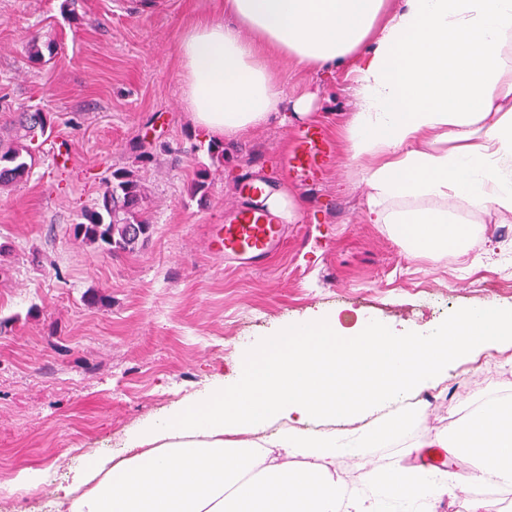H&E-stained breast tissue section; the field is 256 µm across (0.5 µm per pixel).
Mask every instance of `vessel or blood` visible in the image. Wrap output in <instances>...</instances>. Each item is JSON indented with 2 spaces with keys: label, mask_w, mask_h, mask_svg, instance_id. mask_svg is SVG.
<instances>
[{
  "label": "vessel or blood",
  "mask_w": 512,
  "mask_h": 512,
  "mask_svg": "<svg viewBox=\"0 0 512 512\" xmlns=\"http://www.w3.org/2000/svg\"><path fill=\"white\" fill-rule=\"evenodd\" d=\"M326 149L318 131L300 133L292 154L287 159V172L296 177L311 176L325 164ZM266 183L244 178L239 193L248 198V205L238 207L224 223L214 225L211 246L222 253L225 261L250 270L261 267L284 241L285 226L259 200L266 192Z\"/></svg>",
  "instance_id": "b4317fda"
}]
</instances>
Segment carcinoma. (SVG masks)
<instances>
[{"mask_svg":"<svg viewBox=\"0 0 512 512\" xmlns=\"http://www.w3.org/2000/svg\"><path fill=\"white\" fill-rule=\"evenodd\" d=\"M52 123L36 108L22 112L12 138L0 140V187L13 185L29 175L35 164L29 143L46 135ZM145 186L133 172L112 173L92 207L81 210L73 235L103 252H132L147 242L151 225L139 219Z\"/></svg>","mask_w":512,"mask_h":512,"instance_id":"1","label":"carcinoma"}]
</instances>
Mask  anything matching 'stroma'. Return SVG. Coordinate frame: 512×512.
Returning <instances> with one entry per match:
<instances>
[{
	"mask_svg": "<svg viewBox=\"0 0 512 512\" xmlns=\"http://www.w3.org/2000/svg\"><path fill=\"white\" fill-rule=\"evenodd\" d=\"M219 0H0V133L19 112H50L35 165L0 192V479L22 468L72 479L91 448L119 450L126 433L202 389L235 379L248 348L282 327L332 318L337 334L365 325L426 335L463 310L512 309L490 283L512 269V215L457 205L471 225L468 254L410 253L395 230L366 223L363 161L342 132L357 103L345 69L270 65L288 99L309 94L328 152L325 168L293 184L304 198L288 239L265 267L243 270L213 251L210 227L241 205L246 175L289 183L285 161L305 123L274 121L225 143L184 111L177 38L217 17ZM37 38L41 62L26 43ZM67 139L73 158L53 166ZM146 187L144 247L108 254L72 226L112 171ZM205 177L203 196L191 186ZM498 377L452 361L440 379L451 404L433 406L409 441L427 440L491 399L512 398V347Z\"/></svg>",
	"mask_w": 512,
	"mask_h": 512,
	"instance_id": "obj_1",
	"label": "stroma"
}]
</instances>
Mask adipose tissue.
I'll list each match as a JSON object with an SVG mask.
<instances>
[{
  "label": "adipose tissue",
  "mask_w": 512,
  "mask_h": 512,
  "mask_svg": "<svg viewBox=\"0 0 512 512\" xmlns=\"http://www.w3.org/2000/svg\"><path fill=\"white\" fill-rule=\"evenodd\" d=\"M225 20L178 40L183 104L218 140L285 120L270 56L302 69L346 67L357 110L345 145L367 160L366 218L406 244L462 251L468 225L449 205L512 214V0H224ZM512 344V311H464L426 337L369 325L356 337L306 323L251 357L236 383L215 381L134 430L132 454H98L53 490L58 512H382L495 482L512 485V401L497 402L422 447L466 471L374 469L357 488L326 462L401 440L409 421L358 434L313 420L368 413L435 382L449 360ZM259 448L251 435L272 423ZM308 463L290 468L289 458Z\"/></svg>",
  "instance_id": "obj_1"
}]
</instances>
